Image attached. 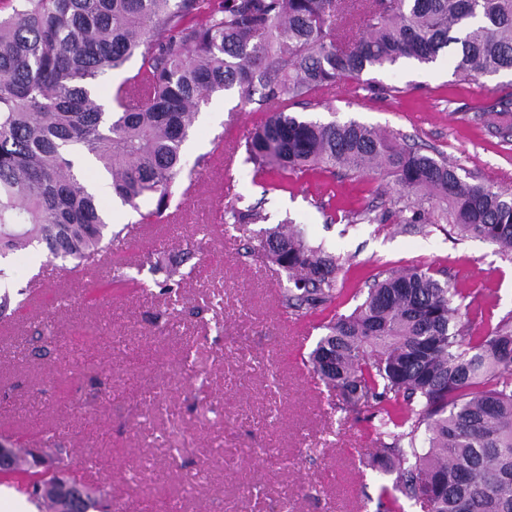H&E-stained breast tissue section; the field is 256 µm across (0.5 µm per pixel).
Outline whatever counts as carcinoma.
Masks as SVG:
<instances>
[{
	"mask_svg": "<svg viewBox=\"0 0 512 512\" xmlns=\"http://www.w3.org/2000/svg\"><path fill=\"white\" fill-rule=\"evenodd\" d=\"M451 44L464 80L512 71V0H0V259L42 247L75 273L112 253L122 231L75 174V150L137 223L169 219L179 182L209 162L183 161L197 111L234 88L242 108L258 88L284 101L245 141L254 178L379 171L394 178L401 223L447 224L511 258V192L374 127L286 104L403 60L432 64ZM137 54L101 103L99 78ZM261 247L291 282L285 308L306 316L336 302L337 259L301 230L277 227ZM485 322L470 289L415 267L322 325L308 363L342 409L369 411L382 438L371 466L395 476L378 512H403L401 496L422 512H512V316ZM47 447L45 467L17 455L0 474H26L53 512H106V492L58 478L63 448Z\"/></svg>",
	"mask_w": 512,
	"mask_h": 512,
	"instance_id": "cac0c4a2",
	"label": "carcinoma"
}]
</instances>
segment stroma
<instances>
[{
    "instance_id": "stroma-1",
    "label": "stroma",
    "mask_w": 512,
    "mask_h": 512,
    "mask_svg": "<svg viewBox=\"0 0 512 512\" xmlns=\"http://www.w3.org/2000/svg\"><path fill=\"white\" fill-rule=\"evenodd\" d=\"M503 99H512L510 71L463 80L448 62L406 61L288 109L374 126L512 192V134L477 118ZM238 102L231 91L202 106L183 154L211 162L167 222L143 229L103 196L125 229L112 246L125 284L95 292L62 260L8 256L14 287L35 288L0 320V440L36 449L56 436L68 474L105 484L112 512H151L160 496L174 512H377L393 478L364 466L378 446L368 413L342 410L306 364L321 324L413 266L482 290L493 319L510 316L512 261L445 224L396 223L381 174L253 179L242 145L267 108ZM239 203L260 206L267 222L225 221ZM363 209L377 222H346ZM287 218L339 259L335 304L303 318L282 306L286 275L259 245L263 228ZM170 270L181 283L174 300L157 287Z\"/></svg>"
}]
</instances>
